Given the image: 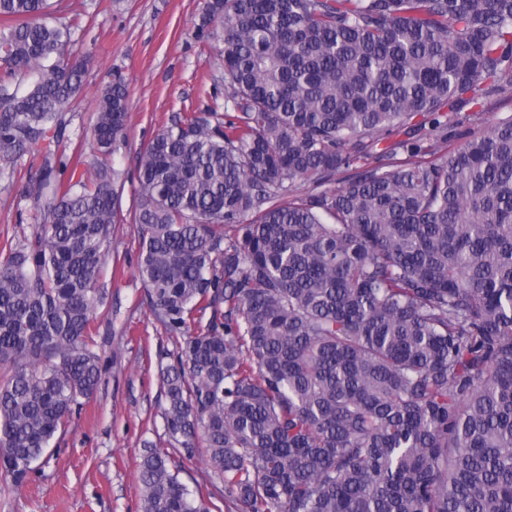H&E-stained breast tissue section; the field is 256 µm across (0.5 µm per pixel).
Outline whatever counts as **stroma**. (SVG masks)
Returning <instances> with one entry per match:
<instances>
[{
    "instance_id": "35a3bbf8",
    "label": "stroma",
    "mask_w": 512,
    "mask_h": 512,
    "mask_svg": "<svg viewBox=\"0 0 512 512\" xmlns=\"http://www.w3.org/2000/svg\"><path fill=\"white\" fill-rule=\"evenodd\" d=\"M201 2L48 0L49 23L81 17V26L71 31V49L90 59L80 102L67 115L73 141L90 138L95 91L107 73L121 71L129 84L127 146L109 160L124 187L112 227V257L98 282L105 302L90 331L105 363L100 384L52 442L49 462L39 463L18 486L0 476V512H140L139 466L148 442L168 453L180 467V480L209 497L214 512H230L202 458L185 459L164 435L159 366L169 363L176 344L151 313L137 277L133 222L140 149L171 113L224 109V88L217 83L222 61L193 35ZM28 165L21 158L12 178L0 177V258L30 236L37 222L25 195Z\"/></svg>"
}]
</instances>
